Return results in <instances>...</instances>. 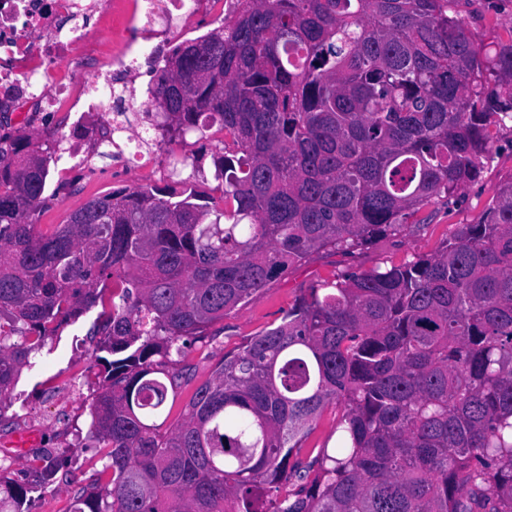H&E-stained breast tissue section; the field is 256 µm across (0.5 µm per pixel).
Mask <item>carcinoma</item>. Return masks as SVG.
Masks as SVG:
<instances>
[{
  "label": "carcinoma",
  "instance_id": "carcinoma-1",
  "mask_svg": "<svg viewBox=\"0 0 512 512\" xmlns=\"http://www.w3.org/2000/svg\"><path fill=\"white\" fill-rule=\"evenodd\" d=\"M452 0H241L149 60L161 136L226 141L212 201L192 173L87 201L50 234L32 217L52 157L0 135V399L80 313L108 363L89 402L103 449L66 512H512V180L435 255L342 271L226 355L181 421L168 387L212 323L288 267L400 234L479 176L512 123V41L484 44ZM336 446L288 468L325 406ZM42 484L0 475V512ZM303 485L290 489L292 479Z\"/></svg>",
  "mask_w": 512,
  "mask_h": 512
}]
</instances>
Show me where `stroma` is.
<instances>
[{
	"label": "stroma",
	"instance_id": "obj_1",
	"mask_svg": "<svg viewBox=\"0 0 512 512\" xmlns=\"http://www.w3.org/2000/svg\"><path fill=\"white\" fill-rule=\"evenodd\" d=\"M452 10L477 40H512V0H454ZM85 157L82 169L66 158L52 166L45 192L47 201L33 219L40 231L65 223L71 211L92 197L116 188L161 186L167 182L166 169L161 165L150 174H130L111 156H100L94 147H87ZM511 180L512 126L495 127L479 177L454 199L425 206L408 218L402 233L379 238L367 249L346 255L322 251L291 265L243 306L210 325L204 336L192 342L185 359L193 368L196 383L209 378L224 355L237 352L251 337L279 325L301 295L340 271L390 267L416 254H434L460 225L481 221L496 189ZM98 314L93 308L64 325L58 337L47 341L36 355L33 366L22 368L9 398L0 405V468L9 477L23 478L25 471L36 467L37 457L65 444L77 451L85 472L100 468L99 450L87 447L78 437L79 432L88 429L86 399L97 389L100 379L97 370L85 368L99 341ZM23 413L40 420L42 440L10 461L4 457L5 448Z\"/></svg>",
	"mask_w": 512,
	"mask_h": 512
}]
</instances>
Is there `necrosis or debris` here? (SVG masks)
<instances>
[{
    "instance_id": "1",
    "label": "necrosis or debris",
    "mask_w": 512,
    "mask_h": 512,
    "mask_svg": "<svg viewBox=\"0 0 512 512\" xmlns=\"http://www.w3.org/2000/svg\"><path fill=\"white\" fill-rule=\"evenodd\" d=\"M204 0H0V112H56L59 139L68 140L70 159L82 157L77 130L82 114L108 113L115 98L113 73L133 74L141 59L153 56L189 30ZM96 17L90 28L87 17ZM112 31V55L104 69L87 74L97 60L99 29ZM143 134L117 136L112 146L127 166L149 170L162 140Z\"/></svg>"
}]
</instances>
